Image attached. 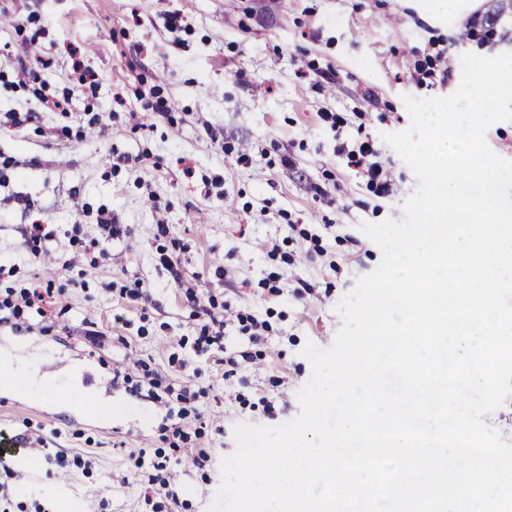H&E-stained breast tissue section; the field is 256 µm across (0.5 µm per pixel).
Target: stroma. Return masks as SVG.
Listing matches in <instances>:
<instances>
[{"label":"stroma","mask_w":512,"mask_h":512,"mask_svg":"<svg viewBox=\"0 0 512 512\" xmlns=\"http://www.w3.org/2000/svg\"><path fill=\"white\" fill-rule=\"evenodd\" d=\"M490 0H0V289L79 280L54 312L53 337L0 322V350L22 340L42 352L54 402L0 395V501L11 512L41 502L65 512H153L134 456L170 455L160 430L169 407L143 380V365L168 380L205 388L199 418L182 421L183 452L206 449L204 465L171 473L178 504L160 512H208L221 462L237 449L234 429L276 426L300 413L311 376L306 342L329 348L342 326L337 304L381 251L359 228L403 217L416 187L410 167L383 140L405 130L403 96L454 93L457 59L512 52V15L489 43L467 39ZM97 75L79 86L74 62ZM37 83H22L21 69ZM65 100L44 109L33 93ZM164 113L145 112L143 100ZM372 142L363 165L351 153ZM390 184L381 190L367 169ZM124 233L97 266L74 263L101 217ZM53 231L44 260L30 255L29 225ZM178 256L200 305L189 303L162 264ZM277 291H270L269 280ZM141 283L139 298L120 295ZM264 322L253 339L239 315ZM224 320L221 346L201 351L209 318ZM98 330L90 342L89 330ZM237 372L225 376L226 359ZM122 368L111 389L93 376ZM73 463L59 471L48 453ZM64 475L54 494L23 486Z\"/></svg>","instance_id":"1"}]
</instances>
